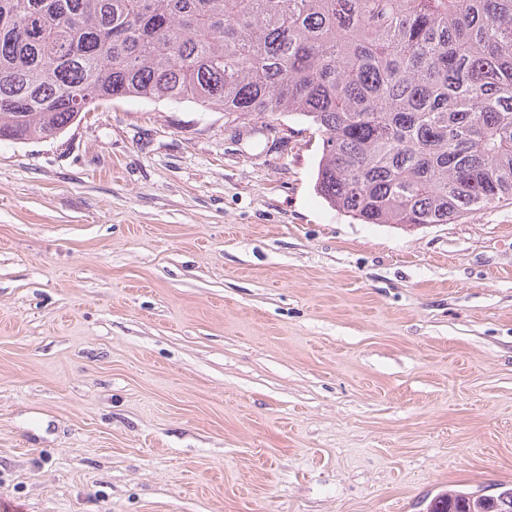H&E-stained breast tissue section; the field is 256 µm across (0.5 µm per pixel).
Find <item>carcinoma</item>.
<instances>
[{
	"mask_svg": "<svg viewBox=\"0 0 512 512\" xmlns=\"http://www.w3.org/2000/svg\"><path fill=\"white\" fill-rule=\"evenodd\" d=\"M123 99L297 116L321 136L315 190L363 224L512 200V0H0V140Z\"/></svg>",
	"mask_w": 512,
	"mask_h": 512,
	"instance_id": "obj_1",
	"label": "carcinoma"
}]
</instances>
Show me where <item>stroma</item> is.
<instances>
[{"instance_id":"obj_1","label":"stroma","mask_w":512,"mask_h":512,"mask_svg":"<svg viewBox=\"0 0 512 512\" xmlns=\"http://www.w3.org/2000/svg\"><path fill=\"white\" fill-rule=\"evenodd\" d=\"M299 118L0 141V512H427L512 488V203L359 224Z\"/></svg>"}]
</instances>
